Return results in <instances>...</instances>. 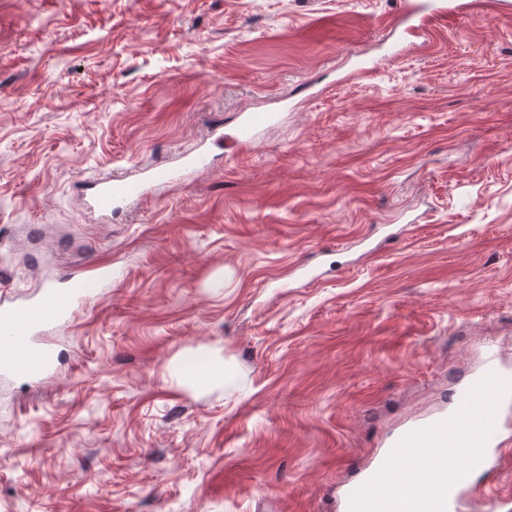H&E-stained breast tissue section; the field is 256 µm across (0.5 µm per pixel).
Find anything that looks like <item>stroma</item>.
Returning <instances> with one entry per match:
<instances>
[{"instance_id": "35a3bbf8", "label": "stroma", "mask_w": 512, "mask_h": 512, "mask_svg": "<svg viewBox=\"0 0 512 512\" xmlns=\"http://www.w3.org/2000/svg\"><path fill=\"white\" fill-rule=\"evenodd\" d=\"M404 27L397 0H0V284L112 266L59 373L0 385V512H340L484 344L512 354V14L382 59ZM205 144L207 171L83 208ZM199 347L234 385L170 377ZM278 117L275 113H264L260 115H253L246 113L243 115L239 130L238 144L241 147L250 145L257 130L275 125ZM153 173L138 180L101 177L87 183L83 197L89 209L108 212L118 205L142 199L151 190Z\"/></svg>"}]
</instances>
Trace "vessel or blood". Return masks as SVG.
I'll use <instances>...</instances> for the list:
<instances>
[{
	"label": "vessel or blood",
	"mask_w": 512,
	"mask_h": 512,
	"mask_svg": "<svg viewBox=\"0 0 512 512\" xmlns=\"http://www.w3.org/2000/svg\"><path fill=\"white\" fill-rule=\"evenodd\" d=\"M400 7L402 15L411 19L413 29L425 34L431 21L454 14L481 8L511 14L512 0H401ZM277 121L272 112L243 115L239 145L249 146L257 130ZM152 182L149 176L138 180L101 177L85 185L83 197L89 209L108 212L142 199L150 192ZM87 302L81 279L75 275L30 295L1 292L0 377L23 374L36 381L49 375L55 368V349L49 334L73 322ZM459 391L468 402L467 408L452 407L398 433L362 478L344 490L343 512H357L358 501L373 489L383 494L389 512H463L473 489L472 472L493 468L506 458L503 416L512 412V387L485 385L482 376L477 375L463 383ZM472 415L483 418L477 430L478 441L466 448L464 465L448 466L445 457L455 426ZM411 446L431 449L432 455L430 477L420 479V491L409 493L402 487L405 474L398 471L397 464Z\"/></svg>",
	"instance_id": "1"
}]
</instances>
